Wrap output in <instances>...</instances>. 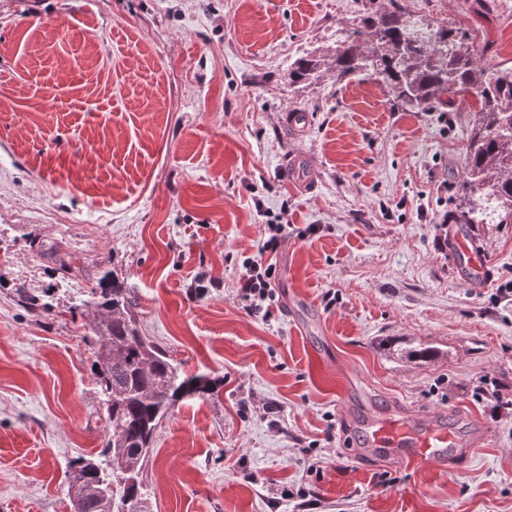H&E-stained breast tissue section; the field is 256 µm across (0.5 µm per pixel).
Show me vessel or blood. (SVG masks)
<instances>
[{
    "label": "vessel or blood",
    "instance_id": "obj_1",
    "mask_svg": "<svg viewBox=\"0 0 512 512\" xmlns=\"http://www.w3.org/2000/svg\"><path fill=\"white\" fill-rule=\"evenodd\" d=\"M450 244L454 261L464 264V282L473 288L485 284L490 266L486 255L470 248L458 236L452 237ZM392 420L389 414H369L363 421L365 441L379 455L388 456L398 449L402 452V460L407 463L416 464L426 459L443 466L449 455L465 444L457 431L441 418L406 415L402 418L401 430L397 432L389 428Z\"/></svg>",
    "mask_w": 512,
    "mask_h": 512
}]
</instances>
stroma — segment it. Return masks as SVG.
<instances>
[{
	"label": "stroma",
	"instance_id": "35a3bbf8",
	"mask_svg": "<svg viewBox=\"0 0 512 512\" xmlns=\"http://www.w3.org/2000/svg\"><path fill=\"white\" fill-rule=\"evenodd\" d=\"M407 4L512 65V0ZM355 8L0 0V512H75L69 467L106 423L74 298L106 273L144 336L222 382L158 426L146 512H512V223L468 225L492 260L477 289L442 223L476 102L397 111L369 79L289 85ZM283 207L272 314L252 315L238 274ZM53 241L63 280L37 249ZM20 280L54 288L53 309L25 308ZM387 411L469 423L475 444L451 471L373 460L357 424Z\"/></svg>",
	"mask_w": 512,
	"mask_h": 512
}]
</instances>
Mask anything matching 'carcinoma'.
<instances>
[{
    "label": "carcinoma",
    "mask_w": 512,
    "mask_h": 512,
    "mask_svg": "<svg viewBox=\"0 0 512 512\" xmlns=\"http://www.w3.org/2000/svg\"><path fill=\"white\" fill-rule=\"evenodd\" d=\"M365 75L385 86L396 109L430 112L463 94L478 110L467 145L457 224L512 223V65L481 62L467 35L413 16L406 0H362L324 54L288 67V84ZM33 312L51 307L49 291L13 285ZM80 306L93 313L95 375L108 423L99 456L70 467L81 512H145L144 465L154 431L176 403L212 393L217 380L188 374L140 335L135 302L123 283L89 281Z\"/></svg>",
    "instance_id": "cac0c4a2"
}]
</instances>
